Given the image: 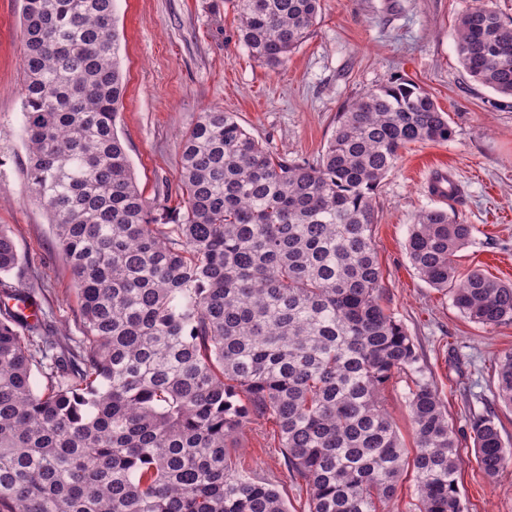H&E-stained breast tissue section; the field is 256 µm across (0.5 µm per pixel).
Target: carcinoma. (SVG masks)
<instances>
[{"label":"carcinoma","mask_w":512,"mask_h":512,"mask_svg":"<svg viewBox=\"0 0 512 512\" xmlns=\"http://www.w3.org/2000/svg\"><path fill=\"white\" fill-rule=\"evenodd\" d=\"M261 64H283L324 0H224ZM26 182L50 213L78 298L80 335L8 301L21 256L0 225V512H289L233 461L251 424L275 427L307 512H386L411 469L409 512H462L460 451L412 337L384 305L372 242L374 191L410 144L453 134L411 80L370 89L339 113L315 164L270 150L220 108L184 136L183 212L158 222L116 123L125 83L114 0H24ZM463 69L512 97V19L486 0L456 27ZM475 227L424 209L406 242L430 286L484 327L512 322V284L458 271ZM401 372L414 448L384 391ZM512 406V352L497 362ZM476 462H512L493 416L472 415Z\"/></svg>","instance_id":"carcinoma-1"}]
</instances>
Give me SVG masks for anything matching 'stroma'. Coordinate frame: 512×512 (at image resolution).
<instances>
[{
  "instance_id": "obj_1",
  "label": "stroma",
  "mask_w": 512,
  "mask_h": 512,
  "mask_svg": "<svg viewBox=\"0 0 512 512\" xmlns=\"http://www.w3.org/2000/svg\"><path fill=\"white\" fill-rule=\"evenodd\" d=\"M472 0H325L307 40L276 69L261 65L237 36L224 0H115L126 92L117 133L145 199L174 223L180 142L199 112L233 113L254 138L288 159L315 163L336 128V115L361 94L403 77L426 89L447 113L445 143L412 144L375 194L373 241L389 308L414 340L424 375L438 388L461 448L458 486L464 512H512V467L489 479L470 440L471 412L494 417L512 449V407L496 395L495 360L512 351V323L486 328L431 288L406 255L416 215L441 206L475 237L458 258L460 272L480 270L512 282V99L474 82L457 55L455 28ZM23 0H0V224L22 257L12 283L40 288L38 301L56 327L77 334L76 286L49 216L29 192L23 130L20 20ZM451 172L457 198L427 193L436 170ZM411 374L385 390L388 410L412 446L407 394ZM272 424L252 426L234 456L254 475L278 482L290 512H305L268 450Z\"/></svg>"
}]
</instances>
